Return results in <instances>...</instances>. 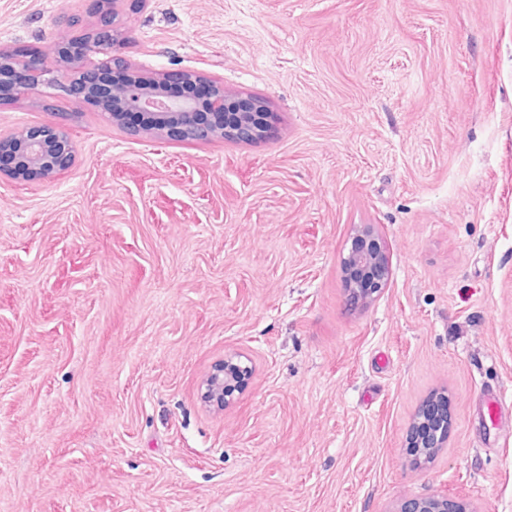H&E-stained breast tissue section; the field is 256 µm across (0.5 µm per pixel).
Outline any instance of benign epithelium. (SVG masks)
Listing matches in <instances>:
<instances>
[{"instance_id": "benign-epithelium-1", "label": "benign epithelium", "mask_w": 512, "mask_h": 512, "mask_svg": "<svg viewBox=\"0 0 512 512\" xmlns=\"http://www.w3.org/2000/svg\"><path fill=\"white\" fill-rule=\"evenodd\" d=\"M99 53L104 55L100 65L84 66L86 55L81 50L61 42L55 49L57 60H67V65L79 70V76L68 79L54 68L40 52H25L15 59L5 57L0 50V100L25 94L42 86L46 97L59 94L85 104L96 92L98 76L103 71L129 70L132 65L112 54V41L107 37L109 27H104ZM205 89L208 93L210 112L197 111L191 97H171L164 85L171 81ZM235 107L233 112L224 108ZM99 109L120 124L125 125L124 111L135 110L159 122L153 130L159 135L181 139H195L202 134L219 133L226 140L253 142L264 139L270 132L271 114L256 98H239L224 91L206 77L178 72L161 78L133 74V80L123 88H112L110 97L102 101ZM74 160V149L60 124H44L22 131L17 135L0 136V173L17 179L49 177L69 168ZM345 286L350 301L356 305L372 302L385 287L389 278V261L383 238L370 225L356 228L347 256L344 258ZM249 367L229 357L224 368L205 381V391L229 401L237 390ZM443 410L435 402L425 407L410 435L409 445L426 457L444 447L448 427H440ZM395 512H469L467 504L448 497L446 493H431L404 499Z\"/></svg>"}]
</instances>
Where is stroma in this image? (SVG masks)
<instances>
[{
	"mask_svg": "<svg viewBox=\"0 0 512 512\" xmlns=\"http://www.w3.org/2000/svg\"><path fill=\"white\" fill-rule=\"evenodd\" d=\"M122 53L262 100L255 142L133 136L67 97L73 165L0 174V512H512V0H119ZM77 17L64 26L62 15ZM0 0V47L94 28ZM390 276L346 300L356 227ZM252 369L226 407L201 387ZM500 397L501 420L485 417ZM448 440L417 458V413ZM467 504L448 497L446 493H431L404 499L395 512H468Z\"/></svg>",
	"mask_w": 512,
	"mask_h": 512,
	"instance_id": "obj_1",
	"label": "stroma"
}]
</instances>
